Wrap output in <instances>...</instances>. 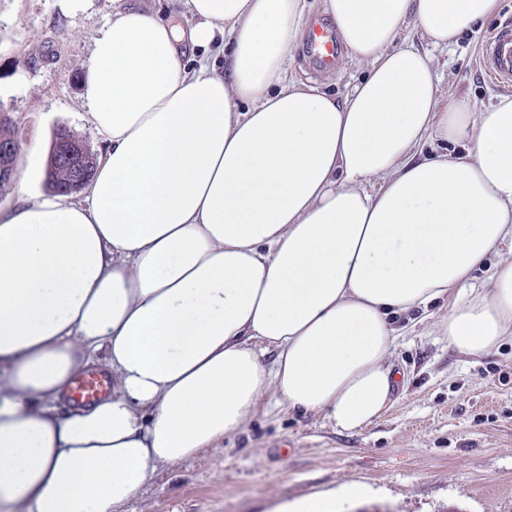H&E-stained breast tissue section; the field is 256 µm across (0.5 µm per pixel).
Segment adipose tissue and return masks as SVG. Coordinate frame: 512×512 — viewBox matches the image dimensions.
Segmentation results:
<instances>
[{"mask_svg": "<svg viewBox=\"0 0 512 512\" xmlns=\"http://www.w3.org/2000/svg\"><path fill=\"white\" fill-rule=\"evenodd\" d=\"M184 6L191 27L121 9L95 40L89 196L0 212V512H118L271 396L359 431L393 402L398 318L449 293L458 351L512 335V98L441 105L397 42L448 48L499 0H325L365 65L341 99L284 80L306 0ZM428 138L461 150L416 158ZM95 364L111 395L61 411Z\"/></svg>", "mask_w": 512, "mask_h": 512, "instance_id": "adipose-tissue-1", "label": "adipose tissue"}]
</instances>
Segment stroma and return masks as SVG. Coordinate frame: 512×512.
Segmentation results:
<instances>
[{"label": "stroma", "mask_w": 512, "mask_h": 512, "mask_svg": "<svg viewBox=\"0 0 512 512\" xmlns=\"http://www.w3.org/2000/svg\"><path fill=\"white\" fill-rule=\"evenodd\" d=\"M113 0H0V112L11 118L17 166L26 183L0 188V207L21 194L48 192L33 155H48L57 127H67L100 157L105 141L81 97L91 47L112 19ZM512 21V0L462 34L446 50L430 47L412 27L409 43L430 52L441 101L467 98L479 108L499 97L478 64L482 43ZM289 76L312 80L344 98L362 74L357 62L310 75L299 59ZM449 305L431 307L401 336L393 361L404 384L372 425L345 433L322 416L267 398L245 427L175 468L126 502L120 512H268L278 498L295 500L358 483L368 495L339 512H512V341L481 357L458 352L438 322Z\"/></svg>", "instance_id": "35a3bbf8"}]
</instances>
